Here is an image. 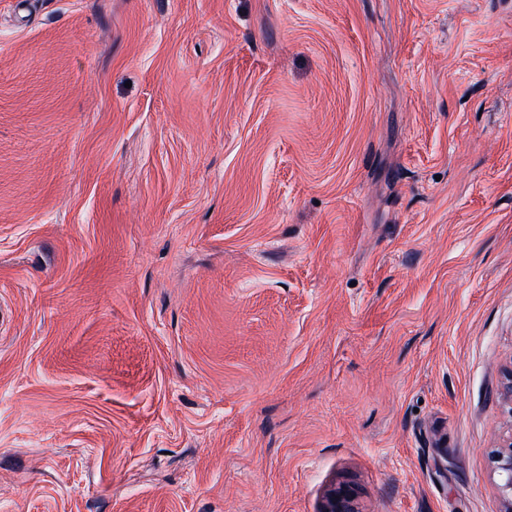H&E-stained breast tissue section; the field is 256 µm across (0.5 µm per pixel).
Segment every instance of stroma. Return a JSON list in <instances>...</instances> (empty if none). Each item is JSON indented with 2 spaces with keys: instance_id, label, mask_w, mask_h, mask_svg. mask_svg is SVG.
Segmentation results:
<instances>
[{
  "instance_id": "obj_1",
  "label": "stroma",
  "mask_w": 512,
  "mask_h": 512,
  "mask_svg": "<svg viewBox=\"0 0 512 512\" xmlns=\"http://www.w3.org/2000/svg\"><path fill=\"white\" fill-rule=\"evenodd\" d=\"M512 0H0V512H501ZM319 512H358V510L350 493L333 489L327 494L324 505Z\"/></svg>"
}]
</instances>
